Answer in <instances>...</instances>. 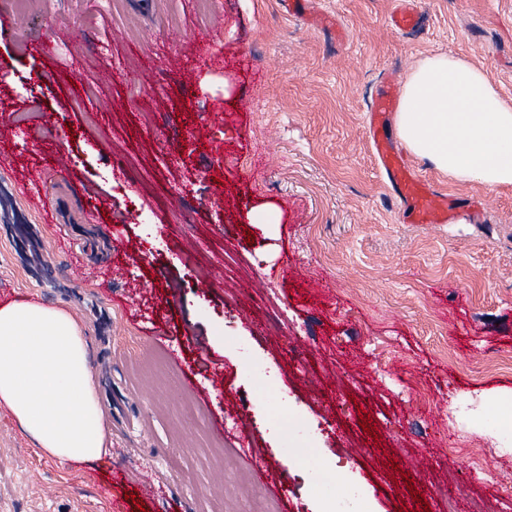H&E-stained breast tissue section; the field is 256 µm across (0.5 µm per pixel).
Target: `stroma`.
Returning <instances> with one entry per match:
<instances>
[{
  "instance_id": "35a3bbf8",
  "label": "stroma",
  "mask_w": 512,
  "mask_h": 512,
  "mask_svg": "<svg viewBox=\"0 0 512 512\" xmlns=\"http://www.w3.org/2000/svg\"><path fill=\"white\" fill-rule=\"evenodd\" d=\"M400 5L306 0L292 16L282 0H0L17 31L0 44V300L72 311L97 388H112L103 421L126 471L102 490L110 462L48 457L0 409V512H135L145 479L147 512H251L233 483L249 465L224 446L214 485L203 449L240 413L261 463L287 475L278 492L255 486L281 512H321L352 489L366 512H470L476 498L512 512V425L491 416L512 399V187L411 157L462 200L452 223L411 222L366 124L385 78L405 82L434 54L483 67L512 100V0H413L408 33L389 24ZM201 34L223 65L196 57ZM60 41L64 55L35 50ZM34 111L55 115L41 143L14 123ZM30 168L68 223L29 205ZM13 224L73 245L42 272Z\"/></svg>"
}]
</instances>
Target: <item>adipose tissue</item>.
<instances>
[{
    "label": "adipose tissue",
    "instance_id": "ef3b65f1",
    "mask_svg": "<svg viewBox=\"0 0 512 512\" xmlns=\"http://www.w3.org/2000/svg\"><path fill=\"white\" fill-rule=\"evenodd\" d=\"M395 127L410 152L450 178L512 187V102L483 68L447 54L418 61ZM88 359L66 306L26 297L0 305V407L50 457L83 463L109 454Z\"/></svg>",
    "mask_w": 512,
    "mask_h": 512
}]
</instances>
